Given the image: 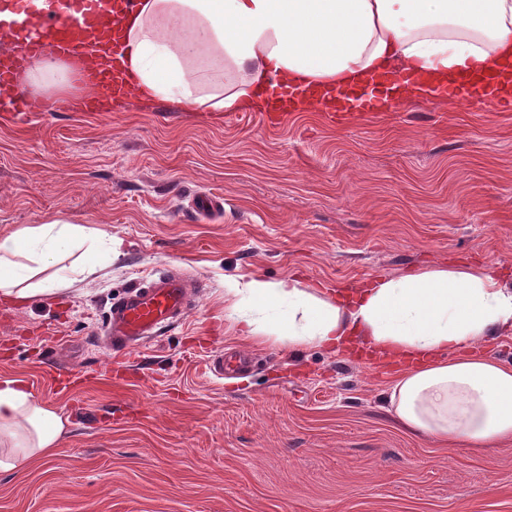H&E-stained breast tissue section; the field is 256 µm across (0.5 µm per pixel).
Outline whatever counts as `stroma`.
<instances>
[{"mask_svg":"<svg viewBox=\"0 0 512 512\" xmlns=\"http://www.w3.org/2000/svg\"><path fill=\"white\" fill-rule=\"evenodd\" d=\"M222 207L196 218L199 194ZM53 217L101 230L63 254L67 290L0 303V377L68 420L55 455L0 474V512H512V442L475 453L407 433L397 365L288 350L224 316V279L353 288L440 262L512 283V112L414 100L342 125L300 111L0 119V232ZM200 277L194 308L133 354L112 299L156 270ZM256 363L219 379L212 353Z\"/></svg>","mask_w":512,"mask_h":512,"instance_id":"stroma-1","label":"stroma"}]
</instances>
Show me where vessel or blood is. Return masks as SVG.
Returning <instances> with one entry per match:
<instances>
[{"instance_id":"vessel-or-blood-1","label":"vessel or blood","mask_w":512,"mask_h":512,"mask_svg":"<svg viewBox=\"0 0 512 512\" xmlns=\"http://www.w3.org/2000/svg\"><path fill=\"white\" fill-rule=\"evenodd\" d=\"M140 0H55L54 8H38L34 0H0V108L22 120L33 107L17 90V77L53 46L59 58L69 63L76 80L92 83L96 92L71 98L65 105L72 112H106L111 102L129 94L127 79L116 63H103L101 46L119 40L122 19L134 13ZM401 78L388 72L350 88H299L278 84L272 107L263 119L270 124L312 100L321 101L326 117L342 123L357 115H375L395 102ZM442 101H464L512 112V63L493 74H456L438 87ZM189 284L177 272L159 271L112 302L105 335L118 349L133 350L157 335L182 315L188 306Z\"/></svg>"}]
</instances>
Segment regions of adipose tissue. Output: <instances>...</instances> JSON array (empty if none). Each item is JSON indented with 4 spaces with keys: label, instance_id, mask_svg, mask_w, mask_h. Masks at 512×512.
I'll return each instance as SVG.
<instances>
[{
    "label": "adipose tissue",
    "instance_id": "ef3b65f1",
    "mask_svg": "<svg viewBox=\"0 0 512 512\" xmlns=\"http://www.w3.org/2000/svg\"><path fill=\"white\" fill-rule=\"evenodd\" d=\"M510 58L512 0H140L123 24L120 62L139 101L244 112L262 107L276 78L347 85L379 71L489 70ZM26 78L44 98L70 88L67 67L49 55ZM86 238L63 218L0 233V302L44 292L22 286L18 257L40 273ZM224 299L249 334L289 349L357 342L408 361L390 404L417 436L470 450L512 439V366L482 349L512 333V285L492 266L437 263L336 292L233 278ZM65 431L22 380L0 379V473L48 460Z\"/></svg>",
    "mask_w": 512,
    "mask_h": 512
}]
</instances>
